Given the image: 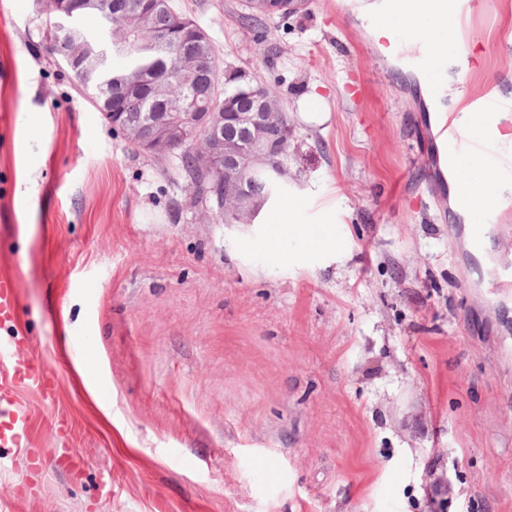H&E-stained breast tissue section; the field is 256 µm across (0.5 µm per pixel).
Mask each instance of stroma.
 Instances as JSON below:
<instances>
[{
  "label": "stroma",
  "instance_id": "1",
  "mask_svg": "<svg viewBox=\"0 0 512 512\" xmlns=\"http://www.w3.org/2000/svg\"><path fill=\"white\" fill-rule=\"evenodd\" d=\"M175 2L226 74L278 87L306 203L283 247L309 224L340 246L284 265L248 225L201 220L178 159L134 150L44 51L36 0H0V270L19 273V357L59 383L16 391L38 424L0 447V507L512 512V295L488 288L512 211L467 253L428 86L347 0L258 29L241 0ZM460 37L446 103L512 99V0H475Z\"/></svg>",
  "mask_w": 512,
  "mask_h": 512
}]
</instances>
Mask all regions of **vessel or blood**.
I'll list each match as a JSON object with an SVG mask.
<instances>
[{"mask_svg":"<svg viewBox=\"0 0 512 512\" xmlns=\"http://www.w3.org/2000/svg\"><path fill=\"white\" fill-rule=\"evenodd\" d=\"M413 0H352L350 8L362 23L369 27H384L391 34L385 41L390 50H397L405 39L418 40L421 49L415 54L402 57V64L420 74L431 91H439L442 80L431 71L428 61L434 53L436 42L446 41V27H437L433 38L423 37L422 27L408 24L407 19ZM475 111L469 127H461L454 118H447L439 130L443 146L447 150L448 166L455 172V191L461 205H470L472 181L477 174L493 171L499 178L512 181V145L504 143L499 134L505 122L492 104L475 100ZM476 222L470 237L473 255H482L490 229L499 223L492 205L474 210ZM20 306V293L16 272L0 273V326L16 321ZM0 373L5 374L8 384H0V447H19L21 439L31 437L36 418L14 397L15 385H22L31 394L47 400L56 394V382L46 371L42 361L35 356L20 359L15 345L0 343Z\"/></svg>","mask_w":512,"mask_h":512,"instance_id":"vessel-or-blood-1","label":"vessel or blood"}]
</instances>
